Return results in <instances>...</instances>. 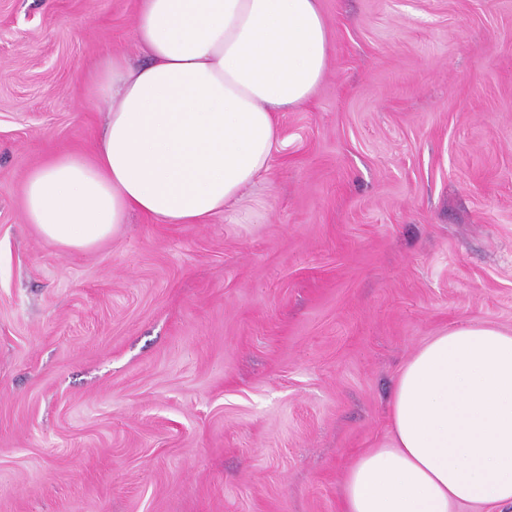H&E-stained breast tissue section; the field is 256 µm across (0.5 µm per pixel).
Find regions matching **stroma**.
Segmentation results:
<instances>
[{"instance_id": "stroma-1", "label": "stroma", "mask_w": 512, "mask_h": 512, "mask_svg": "<svg viewBox=\"0 0 512 512\" xmlns=\"http://www.w3.org/2000/svg\"><path fill=\"white\" fill-rule=\"evenodd\" d=\"M329 54L234 219L70 251L28 172L91 158L139 0H0V512H341L443 330L512 333V0H318Z\"/></svg>"}]
</instances>
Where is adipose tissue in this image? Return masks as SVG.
I'll use <instances>...</instances> for the list:
<instances>
[{"instance_id":"adipose-tissue-1","label":"adipose tissue","mask_w":512,"mask_h":512,"mask_svg":"<svg viewBox=\"0 0 512 512\" xmlns=\"http://www.w3.org/2000/svg\"><path fill=\"white\" fill-rule=\"evenodd\" d=\"M142 62L108 53L91 94L111 108L93 159L31 171L25 215L67 250H88L136 212L204 224L230 212L279 143L275 112L305 103L324 73L317 0H140ZM390 437L343 478V512L512 506V333L443 331L402 368Z\"/></svg>"}]
</instances>
